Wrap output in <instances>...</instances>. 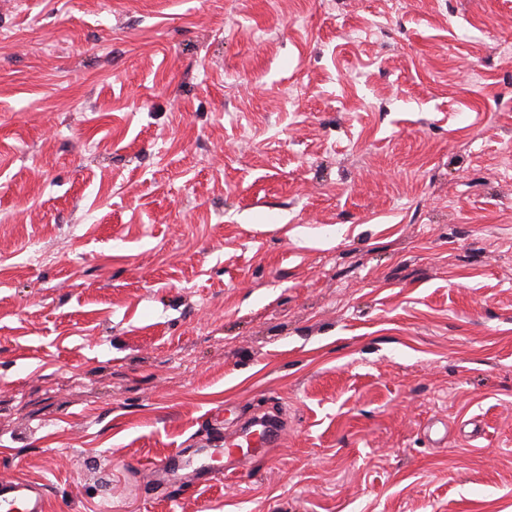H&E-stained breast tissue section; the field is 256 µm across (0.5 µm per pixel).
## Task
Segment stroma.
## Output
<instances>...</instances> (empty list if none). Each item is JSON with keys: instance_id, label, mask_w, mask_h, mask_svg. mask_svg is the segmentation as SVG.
<instances>
[{"instance_id": "obj_1", "label": "stroma", "mask_w": 512, "mask_h": 512, "mask_svg": "<svg viewBox=\"0 0 512 512\" xmlns=\"http://www.w3.org/2000/svg\"><path fill=\"white\" fill-rule=\"evenodd\" d=\"M510 158L512 0H0V478L512 512ZM254 428V429H253ZM281 427L266 419H258L247 430L238 433H230L224 440V448H209L211 451L207 454L209 458L214 455L224 456L225 472H235L232 462L256 456L265 452L268 448H275L280 436Z\"/></svg>"}]
</instances>
